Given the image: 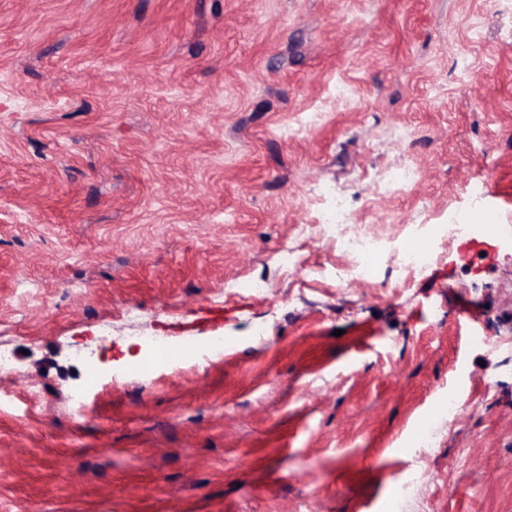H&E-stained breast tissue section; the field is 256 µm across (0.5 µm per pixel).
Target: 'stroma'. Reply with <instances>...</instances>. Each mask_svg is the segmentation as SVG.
<instances>
[{
  "label": "stroma",
  "mask_w": 512,
  "mask_h": 512,
  "mask_svg": "<svg viewBox=\"0 0 512 512\" xmlns=\"http://www.w3.org/2000/svg\"><path fill=\"white\" fill-rule=\"evenodd\" d=\"M510 29L512 0H0V512H512V246L403 282L391 252L339 283L325 240L274 263L323 182L368 234L512 225ZM418 179L417 170L405 162L387 168L378 178L382 193H394L411 187Z\"/></svg>",
  "instance_id": "stroma-1"
}]
</instances>
